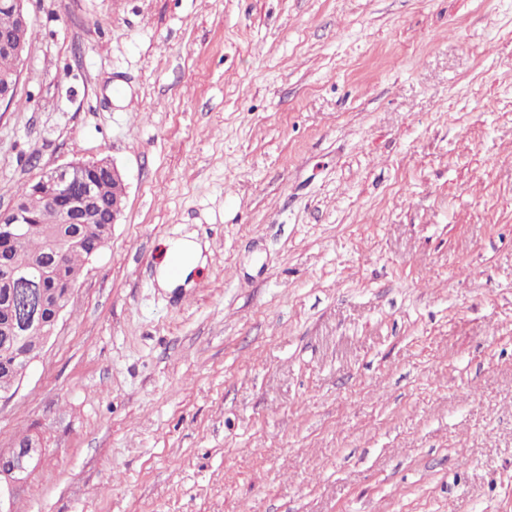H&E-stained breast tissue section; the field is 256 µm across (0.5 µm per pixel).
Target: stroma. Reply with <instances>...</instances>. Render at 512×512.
Returning a JSON list of instances; mask_svg holds the SVG:
<instances>
[{
  "label": "stroma",
  "mask_w": 512,
  "mask_h": 512,
  "mask_svg": "<svg viewBox=\"0 0 512 512\" xmlns=\"http://www.w3.org/2000/svg\"><path fill=\"white\" fill-rule=\"evenodd\" d=\"M25 7L0 209L127 197L0 402L12 512H512V0ZM175 247H178L179 255L184 257L185 262L181 265L178 257L173 254V258L170 259V272L172 275L177 276L181 271V275L178 278L170 276L167 267L164 265L159 275L160 283L163 286H167L170 282L182 281L202 261V251L198 243L185 239L175 245ZM40 449L33 441L18 443L14 448L4 452L0 449V511L2 510V497L5 487L20 482L29 471L38 463Z\"/></svg>",
  "instance_id": "obj_1"
}]
</instances>
